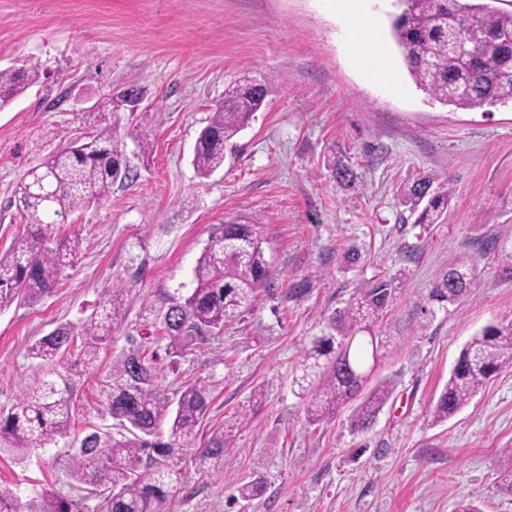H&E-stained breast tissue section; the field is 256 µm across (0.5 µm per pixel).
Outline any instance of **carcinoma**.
<instances>
[{"mask_svg": "<svg viewBox=\"0 0 512 512\" xmlns=\"http://www.w3.org/2000/svg\"><path fill=\"white\" fill-rule=\"evenodd\" d=\"M498 0H396L391 30L414 82L438 102L462 110H483L512 102V10ZM35 67L0 70V110L39 82ZM268 92L258 82L231 84L216 105L209 124L194 146L197 174L208 177L224 166V150L247 127ZM49 199L34 196L27 182L18 186L15 204L23 232L0 259V312L13 304L36 302L51 293L79 251L76 238L62 236L61 225L45 215L67 214L104 200L112 185L130 177L118 143L107 134L77 139L50 155L39 169ZM403 204L419 211L417 223L436 224L448 209L451 189L432 174L420 173L399 188ZM266 225L253 218L212 227L208 243L193 270L195 287L173 298L161 317L170 364L184 356L196 337L223 330L224 323L248 311L269 287L270 262L264 243ZM479 266L474 255H462L442 272L432 291L440 303L467 296ZM127 288L116 286L101 299L84 325L77 359L62 372H52L7 413H0V436L11 448H43L70 434L80 404L73 397L75 378L96 367L100 350L112 342V325L122 316ZM392 299V282L376 280L355 287L346 305L327 319V333L306 349L293 379L294 392L307 405L308 419L321 422L355 402L351 425L368 429L389 399L394 383L378 381L366 388L359 375L377 358L372 325ZM75 336L68 323L57 325L30 348L37 365L55 362ZM512 369V321L491 324L461 349L448 382L432 407L437 423L464 408L477 390L502 370ZM158 354L145 343H133L112 363L106 394L108 411L119 421L118 435L85 434L71 454V477L103 490L70 500L50 489L35 490L21 501L18 493L0 488V512H155V504L175 496L180 472L171 460L191 456L199 465L224 475V453L233 434L248 423L244 413L218 425L202 447L198 427L207 415L210 386L197 380L177 390L172 402L161 393ZM168 422V437L160 434ZM496 472L501 490L512 495V448L501 451ZM95 501L93 507L85 501Z\"/></svg>", "mask_w": 512, "mask_h": 512, "instance_id": "obj_1", "label": "carcinoma"}]
</instances>
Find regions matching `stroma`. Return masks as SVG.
<instances>
[{
	"label": "stroma",
	"mask_w": 512,
	"mask_h": 512,
	"mask_svg": "<svg viewBox=\"0 0 512 512\" xmlns=\"http://www.w3.org/2000/svg\"><path fill=\"white\" fill-rule=\"evenodd\" d=\"M394 0H369L395 87L373 82L346 45L348 19L333 0H0V69L39 68L40 84L0 111V257L21 232L15 190L27 171L72 141L112 133L131 177L100 203L68 213L62 232L81 251L53 292L0 313V410H9L45 368L30 346L61 323L91 318L103 294L129 286L125 315L99 366L76 382L82 408L71 435L17 457L0 452V484L50 485L66 497L71 449L97 430L118 432L105 391L112 361L131 342L164 352L160 317L192 288L209 228L259 217L271 288L220 333L204 334L158 380L174 395L208 381L207 440L224 419L250 420L215 476L191 462L173 499L157 512H512L495 485L501 449L512 448V369L491 377L443 423L431 410L465 342L512 321V103L454 110L409 75L390 32ZM269 82L224 166L199 177L193 147L225 88ZM138 89V111L111 100ZM149 137L151 159L137 144ZM351 168L350 186L333 175ZM419 173L453 189L440 224L422 227L397 190ZM358 247L364 263L348 266ZM481 255L474 286L455 304L432 300L449 263ZM393 280V301L373 325V378L395 390L367 431L350 426L351 406L312 423L292 386L302 353L324 318L355 287ZM263 392L254 406L255 392ZM261 492L240 498V484Z\"/></svg>",
	"instance_id": "obj_1"
}]
</instances>
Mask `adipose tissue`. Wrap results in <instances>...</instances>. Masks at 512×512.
Wrapping results in <instances>:
<instances>
[{
	"label": "adipose tissue",
	"mask_w": 512,
	"mask_h": 512,
	"mask_svg": "<svg viewBox=\"0 0 512 512\" xmlns=\"http://www.w3.org/2000/svg\"><path fill=\"white\" fill-rule=\"evenodd\" d=\"M367 0H336L337 14L351 23L350 43L356 61L373 73L377 82L392 81V70L386 60L385 51L375 22L366 10Z\"/></svg>",
	"instance_id": "adipose-tissue-1"
}]
</instances>
